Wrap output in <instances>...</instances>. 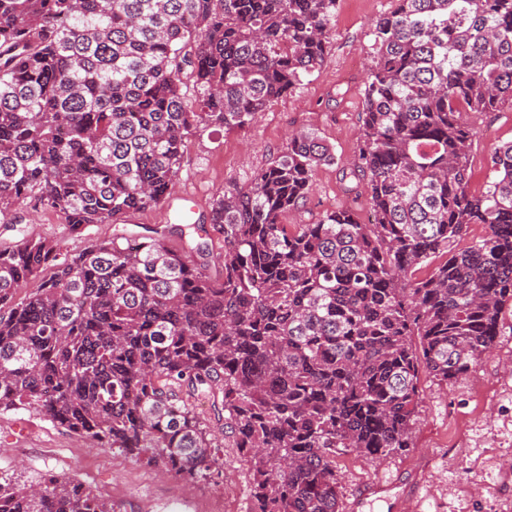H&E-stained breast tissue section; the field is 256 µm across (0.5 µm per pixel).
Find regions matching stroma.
I'll list each match as a JSON object with an SVG mask.
<instances>
[{
	"instance_id": "stroma-1",
	"label": "stroma",
	"mask_w": 512,
	"mask_h": 512,
	"mask_svg": "<svg viewBox=\"0 0 512 512\" xmlns=\"http://www.w3.org/2000/svg\"><path fill=\"white\" fill-rule=\"evenodd\" d=\"M393 7V0H338L336 37L320 71L245 129L190 135L180 173L159 205L74 232L54 210L27 204L15 223H0V248L25 234L53 240L65 253L91 240L165 229L168 245L179 251L208 243V270L221 274L224 241L207 222L213 199L225 185L249 183L282 152L289 134L307 130L333 147L337 162L317 170L312 192L281 223L307 224L336 208L365 213V196L347 192L342 170L359 151L365 64L373 54L370 24ZM461 118L479 132L470 153L476 190L489 148L512 140V109ZM185 217L199 225L194 237L169 231ZM421 388L411 448L377 462L337 455L341 512H512V308L504 313L497 346L470 373L448 384L425 375ZM0 472L21 482L44 473L74 475L115 512H211L219 497L224 512L252 506L248 468L235 449H225L224 483L216 486L101 448L24 410L0 414Z\"/></svg>"
}]
</instances>
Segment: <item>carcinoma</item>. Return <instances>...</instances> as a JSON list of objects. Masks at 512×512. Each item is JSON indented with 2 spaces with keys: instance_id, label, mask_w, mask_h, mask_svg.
I'll return each instance as SVG.
<instances>
[{
  "instance_id": "1",
  "label": "carcinoma",
  "mask_w": 512,
  "mask_h": 512,
  "mask_svg": "<svg viewBox=\"0 0 512 512\" xmlns=\"http://www.w3.org/2000/svg\"><path fill=\"white\" fill-rule=\"evenodd\" d=\"M336 2L0 0V220L32 202L78 229L160 204L194 130L243 129L321 69ZM370 35L343 173L365 180L369 221L280 223L336 163L307 131L213 200L221 277L160 233L0 249V413L215 484L207 395L252 512H339L338 451L411 447L420 374L466 375L512 307V141L475 191L460 118L512 107V0H395ZM471 224L486 236L456 248ZM0 512L114 509L70 475L0 476Z\"/></svg>"
}]
</instances>
